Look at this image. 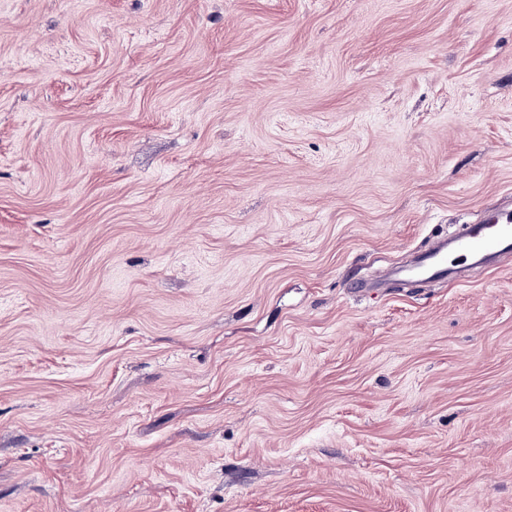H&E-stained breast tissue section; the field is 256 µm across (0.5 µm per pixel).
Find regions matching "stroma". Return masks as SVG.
Here are the masks:
<instances>
[{
	"mask_svg": "<svg viewBox=\"0 0 512 512\" xmlns=\"http://www.w3.org/2000/svg\"><path fill=\"white\" fill-rule=\"evenodd\" d=\"M512 0H0V512H512ZM509 252H512V210L499 207L481 223L469 224L460 236L454 238L451 250H448V243L440 239L401 273L407 278L441 281L476 254Z\"/></svg>",
	"mask_w": 512,
	"mask_h": 512,
	"instance_id": "obj_1",
	"label": "stroma"
}]
</instances>
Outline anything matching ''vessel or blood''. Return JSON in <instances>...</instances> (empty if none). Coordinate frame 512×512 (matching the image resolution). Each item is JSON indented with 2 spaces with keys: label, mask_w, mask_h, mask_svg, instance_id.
<instances>
[{
  "label": "vessel or blood",
  "mask_w": 512,
  "mask_h": 512,
  "mask_svg": "<svg viewBox=\"0 0 512 512\" xmlns=\"http://www.w3.org/2000/svg\"><path fill=\"white\" fill-rule=\"evenodd\" d=\"M509 252H512V210L499 207L481 223L468 225L453 243L441 241L426 249L403 274L417 280L441 281L476 254Z\"/></svg>",
  "instance_id": "obj_1"
}]
</instances>
